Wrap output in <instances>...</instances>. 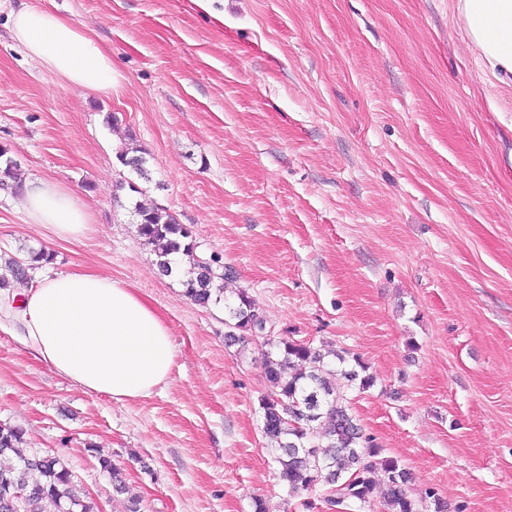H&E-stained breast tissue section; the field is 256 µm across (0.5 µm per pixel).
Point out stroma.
Here are the masks:
<instances>
[{
  "label": "stroma",
  "instance_id": "obj_1",
  "mask_svg": "<svg viewBox=\"0 0 512 512\" xmlns=\"http://www.w3.org/2000/svg\"><path fill=\"white\" fill-rule=\"evenodd\" d=\"M0 0V146L76 188L93 231L28 223L0 187V256L134 289L175 346L168 379L88 393L0 330V421L63 457L103 512H329L289 497L258 413L262 347L224 306L161 275L131 216L166 208L233 271L277 336L347 349L376 378L336 385L385 455L448 512H512V87L487 79L455 0H40L112 54L111 94L70 86L13 40ZM146 157L118 190L125 147ZM126 473L116 493L99 456Z\"/></svg>",
  "mask_w": 512,
  "mask_h": 512
}]
</instances>
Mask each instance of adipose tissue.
Here are the masks:
<instances>
[{"label": "adipose tissue", "mask_w": 512, "mask_h": 512, "mask_svg": "<svg viewBox=\"0 0 512 512\" xmlns=\"http://www.w3.org/2000/svg\"><path fill=\"white\" fill-rule=\"evenodd\" d=\"M470 47L487 75L512 85V0H456ZM12 32L28 54L70 86L111 93V55L84 30L31 4L14 13ZM19 202L29 223L73 240L89 229L78 195L61 184L24 179ZM19 304L0 291V314L57 374L87 392L121 402L150 396L171 371L175 347L163 320L133 290L86 272H56L29 285Z\"/></svg>", "instance_id": "adipose-tissue-1"}]
</instances>
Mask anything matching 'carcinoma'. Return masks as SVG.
Masks as SVG:
<instances>
[{
	"label": "carcinoma",
	"instance_id": "cac0c4a2",
	"mask_svg": "<svg viewBox=\"0 0 512 512\" xmlns=\"http://www.w3.org/2000/svg\"><path fill=\"white\" fill-rule=\"evenodd\" d=\"M118 160L138 177L147 178L146 159L137 149L121 151ZM19 163L0 146V184L16 180ZM133 221L142 244L152 248L161 274L171 273L172 257L187 259L185 294L206 307L224 296V266L217 257L197 253V244L188 229L166 209L142 202L134 205ZM51 261L44 251L30 252L27 259L5 262L12 277L30 278V271ZM224 324L233 328L227 335L232 342L245 341V335H263L268 350L263 354L267 392L259 402L263 437L278 454V478L288 483L291 493L308 490L320 483L330 487L324 502L358 512L371 504L378 478L387 487L385 512H424L425 502L434 499V512H445L432 490L420 498L409 494V473L400 461L382 455V448L366 434L350 412L347 398L336 390V370L326 355L310 343L289 336L265 333V321L255 300L245 291L236 300L224 302ZM333 356L339 363L351 360L355 368L343 371L349 381L358 382L362 392L374 386L366 365L347 351ZM24 431L0 422V512H99L97 503L77 488L67 462L58 455L35 451L20 453ZM117 493L126 489L124 469L106 456L98 457Z\"/></svg>",
	"mask_w": 512,
	"mask_h": 512
}]
</instances>
